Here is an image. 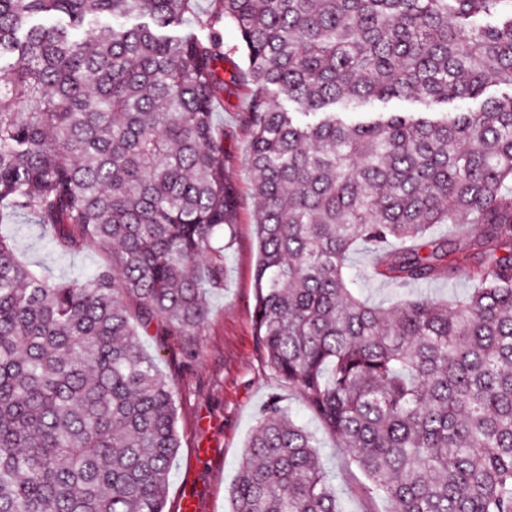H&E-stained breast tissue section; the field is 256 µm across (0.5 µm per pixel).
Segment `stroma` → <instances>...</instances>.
I'll return each instance as SVG.
<instances>
[{"instance_id": "obj_1", "label": "stroma", "mask_w": 512, "mask_h": 512, "mask_svg": "<svg viewBox=\"0 0 512 512\" xmlns=\"http://www.w3.org/2000/svg\"><path fill=\"white\" fill-rule=\"evenodd\" d=\"M248 106L243 90L232 87L224 94L223 107L213 114L215 124L224 129V160L239 197L231 241L224 251V287L208 294L205 318L192 333L165 336L155 328L141 339L143 350L153 356L175 391L180 448L171 467L166 512H180L181 500L189 492L196 495L199 512H227L258 411L273 394L313 435L342 512H391V503L368 492L366 478L336 438L267 366L257 347L253 315L259 260L257 202L251 191L249 134L242 123ZM51 234L31 215L8 210L0 214V236L13 243L21 260L50 279L89 276L108 265L107 254L94 246L53 253ZM375 259V253L356 247L347 269L362 297L374 304L388 306L402 297L420 296L448 303L473 286L463 272L449 280L408 286L376 279L370 275Z\"/></svg>"}]
</instances>
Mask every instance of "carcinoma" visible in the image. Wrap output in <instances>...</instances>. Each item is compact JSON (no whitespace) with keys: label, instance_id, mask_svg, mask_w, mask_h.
<instances>
[{"label":"carcinoma","instance_id":"cac0c4a2","mask_svg":"<svg viewBox=\"0 0 512 512\" xmlns=\"http://www.w3.org/2000/svg\"><path fill=\"white\" fill-rule=\"evenodd\" d=\"M212 2L0 0V204L59 254L111 259L52 283L0 237V512H165L175 393L140 337L196 329L224 288L230 83L250 99L266 363L392 512H512V93L483 98L512 90V0ZM188 16L208 41L172 33ZM227 23L245 79L219 71ZM394 99L481 105L331 111ZM461 219L481 233L431 238ZM357 244L376 277L476 287L370 304L345 275ZM330 482L272 395L229 512H339Z\"/></svg>","mask_w":512,"mask_h":512}]
</instances>
